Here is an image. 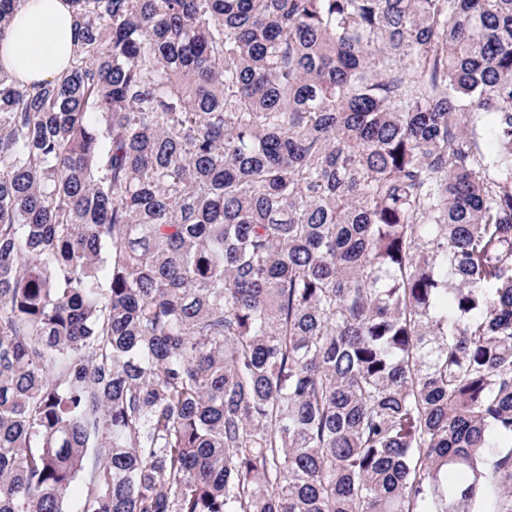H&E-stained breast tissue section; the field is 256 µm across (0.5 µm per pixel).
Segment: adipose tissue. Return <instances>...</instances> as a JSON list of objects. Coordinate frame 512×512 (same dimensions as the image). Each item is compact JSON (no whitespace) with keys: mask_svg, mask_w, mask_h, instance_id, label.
I'll use <instances>...</instances> for the list:
<instances>
[{"mask_svg":"<svg viewBox=\"0 0 512 512\" xmlns=\"http://www.w3.org/2000/svg\"><path fill=\"white\" fill-rule=\"evenodd\" d=\"M75 44L66 0H27L0 33V65L27 83L50 81L65 70Z\"/></svg>","mask_w":512,"mask_h":512,"instance_id":"adipose-tissue-1","label":"adipose tissue"}]
</instances>
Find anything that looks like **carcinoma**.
I'll use <instances>...</instances> for the list:
<instances>
[{"instance_id": "1", "label": "carcinoma", "mask_w": 512, "mask_h": 512, "mask_svg": "<svg viewBox=\"0 0 512 512\" xmlns=\"http://www.w3.org/2000/svg\"><path fill=\"white\" fill-rule=\"evenodd\" d=\"M68 2L0 68V512H512V0ZM72 9L64 0H28L0 37V63L24 82L51 81L76 44Z\"/></svg>"}]
</instances>
